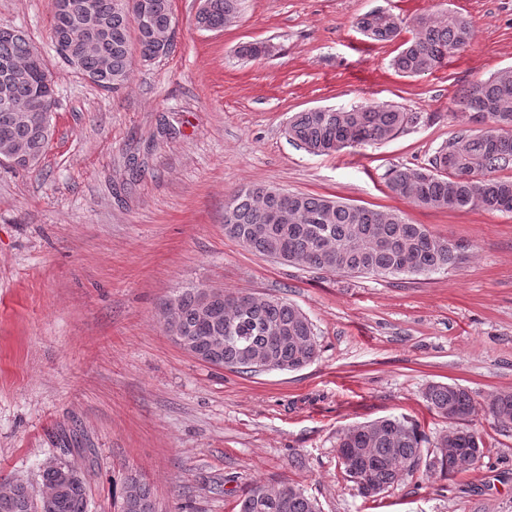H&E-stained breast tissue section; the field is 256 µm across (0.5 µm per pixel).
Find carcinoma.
Instances as JSON below:
<instances>
[{"label":"carcinoma","mask_w":512,"mask_h":512,"mask_svg":"<svg viewBox=\"0 0 512 512\" xmlns=\"http://www.w3.org/2000/svg\"><path fill=\"white\" fill-rule=\"evenodd\" d=\"M243 0H202L196 16L204 31H219L240 13ZM69 22L59 28L50 12L52 39L92 41L80 68L94 76L93 83L116 92L128 80L133 53L151 62L168 56L173 46H160L156 38L174 28L172 0H67ZM404 19L398 15H364L360 30L377 41H392ZM413 36L392 59L403 76L431 73L471 46L475 30L470 20L450 11L440 16L420 15L412 20ZM37 48L25 31L0 27V150L19 152L37 169L49 145L52 125L41 131L18 119L4 104L9 101L40 108L43 95L53 86L46 63L35 68ZM455 110L472 121L488 120L489 133L461 135L436 152L427 167L399 168L391 172L388 187L396 196L424 208L456 211L483 210L512 213V180L494 173L512 168V71L498 72L463 88L454 97ZM420 120L416 112L386 104L350 110L309 109L289 117L288 139L317 156L344 148L382 142ZM288 208L293 222L269 224L266 211ZM224 232L253 254L290 265L304 259L308 268L350 275H428L458 267L467 258V246L412 224L398 212L371 210L333 198L285 191L261 184L237 189L224 206ZM239 294L221 291L202 306L200 289L190 288L171 302L177 329L206 351L211 337L221 336L217 363L252 373L253 358L266 355L280 371H294L311 363L318 353L315 328L297 306L279 297L238 304ZM429 411L448 420V432L432 450H424L425 436L418 424L387 417L341 431L337 447L343 456L357 455V464L342 463L343 479L367 481L373 497L421 472L443 478L477 469L487 449L481 437L466 425L477 410L472 392L459 386L432 383L422 393ZM486 413L504 428L512 427V391H503L486 404ZM458 449L453 469L444 464L448 448ZM86 477L67 480L58 468L41 472V490L14 480L13 491L0 495V512H88ZM120 512H157L150 486L136 477L124 483ZM239 512H320L316 502L290 484L275 490L255 483L239 502Z\"/></svg>","instance_id":"carcinoma-1"}]
</instances>
